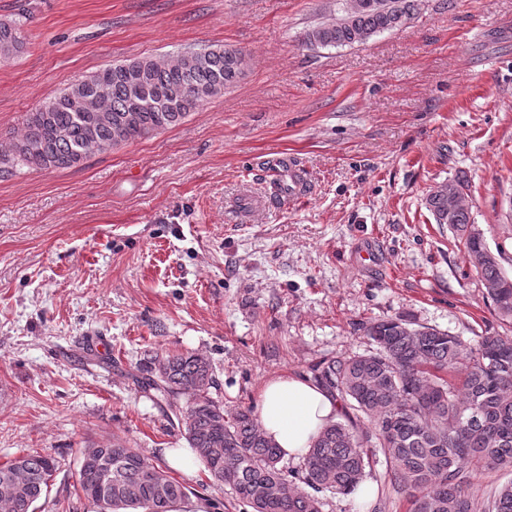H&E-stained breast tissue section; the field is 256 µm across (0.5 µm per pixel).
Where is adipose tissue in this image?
Listing matches in <instances>:
<instances>
[{"label":"adipose tissue","mask_w":512,"mask_h":512,"mask_svg":"<svg viewBox=\"0 0 512 512\" xmlns=\"http://www.w3.org/2000/svg\"><path fill=\"white\" fill-rule=\"evenodd\" d=\"M340 405L307 378L282 373L266 379L259 391L258 422L282 458L306 456L321 431L336 422Z\"/></svg>","instance_id":"ef3b65f1"}]
</instances>
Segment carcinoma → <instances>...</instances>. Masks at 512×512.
Returning <instances> with one entry per match:
<instances>
[{
  "label": "carcinoma",
  "instance_id": "1",
  "mask_svg": "<svg viewBox=\"0 0 512 512\" xmlns=\"http://www.w3.org/2000/svg\"><path fill=\"white\" fill-rule=\"evenodd\" d=\"M416 8L417 0H351L340 18L308 30L306 43L363 44L404 25ZM25 44L20 22L0 21L1 63L20 55ZM209 48L203 58L180 51L170 59L113 63L48 95L27 115L23 133L0 151V169L75 167L90 149L106 154L179 124L224 95L250 66L240 49ZM467 189L462 172L448 181V190H429L425 207L436 223L453 226L498 317L512 324V282L483 253L484 240L468 233L471 207L448 206L449 197ZM365 332L374 349L324 363L318 381L366 424L327 426L302 459L296 483L252 409H227L208 397L215 376L207 356L158 351L142 386L172 412L214 483L230 488L250 512H322L319 494L350 493L379 452L409 512H476L474 476L512 467V335L490 333L469 344L403 318L376 320ZM98 459L111 464L104 488L85 480ZM57 468V460L41 452L0 464V487L15 491L12 512H37ZM77 491L99 512H170L191 494L119 438L91 458L78 456ZM484 512H512V480L489 491Z\"/></svg>",
  "mask_w": 512,
  "mask_h": 512
}]
</instances>
